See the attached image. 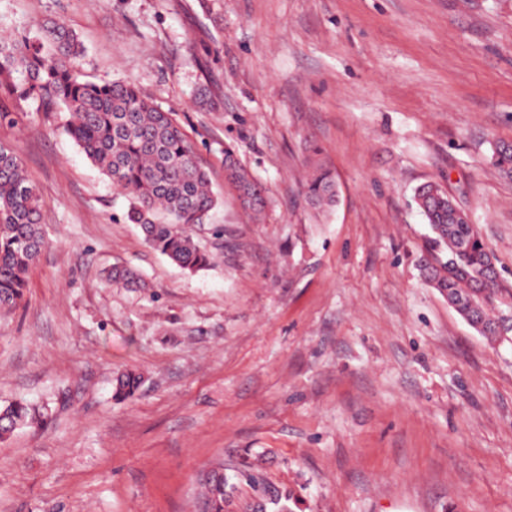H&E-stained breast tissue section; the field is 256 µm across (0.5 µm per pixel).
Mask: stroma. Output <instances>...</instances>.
Listing matches in <instances>:
<instances>
[{
	"instance_id": "1",
	"label": "stroma",
	"mask_w": 512,
	"mask_h": 512,
	"mask_svg": "<svg viewBox=\"0 0 512 512\" xmlns=\"http://www.w3.org/2000/svg\"><path fill=\"white\" fill-rule=\"evenodd\" d=\"M47 20L78 33L85 80L176 113L217 258L190 273L152 249L66 113L0 126L51 241L0 314V407L49 412L0 440V512H202L218 466L234 512L261 483L293 512H512V343L423 282L414 203L440 184L512 287V180L487 162L512 141V0H0V34ZM228 148L269 190L259 215ZM317 163L325 213L303 192ZM126 370L142 383L118 401ZM228 184L235 190L245 211L259 214L267 206L266 188L255 181L231 151H224ZM336 177L325 165L317 164L305 183L306 200L315 209L333 206L336 202Z\"/></svg>"
}]
</instances>
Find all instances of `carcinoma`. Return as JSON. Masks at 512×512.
Segmentation results:
<instances>
[{
    "label": "carcinoma",
    "instance_id": "obj_1",
    "mask_svg": "<svg viewBox=\"0 0 512 512\" xmlns=\"http://www.w3.org/2000/svg\"><path fill=\"white\" fill-rule=\"evenodd\" d=\"M84 47L73 30L59 23L37 25L28 35L0 40V125L15 122V106L31 102L41 112L63 110L65 131L87 159L130 199L128 220L141 227L151 247L191 273L210 266L211 255L195 239L193 227L209 222L217 204L206 171L199 164L174 113L155 105L130 81L83 79ZM489 163L512 179V142L491 146ZM228 184L245 211L267 206L266 188L255 181L234 154L224 151ZM315 209L336 202V177L322 164L305 183ZM415 203L432 232L430 256L420 273L425 284L455 301L464 320L484 325L482 336L497 335V323L512 333V289L500 284L493 256L453 199L436 183L420 186ZM47 245L40 224L39 198L22 161L0 142V310L17 308L26 276ZM108 279L126 288L144 282L128 268L114 267ZM140 376L126 372L114 383L113 397L126 400L140 387ZM44 421L35 406L16 401L0 409V439ZM265 504L279 512L293 494L263 488ZM224 474L202 486L205 512H224L229 502Z\"/></svg>",
    "mask_w": 512,
    "mask_h": 512
}]
</instances>
